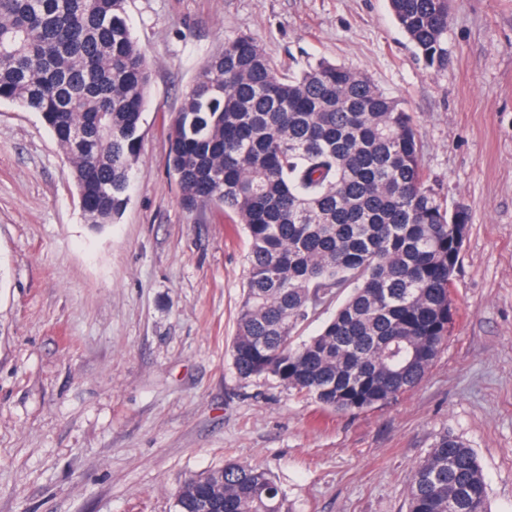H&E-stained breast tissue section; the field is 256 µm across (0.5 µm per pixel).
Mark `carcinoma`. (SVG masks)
I'll use <instances>...</instances> for the list:
<instances>
[{"label": "carcinoma", "instance_id": "1", "mask_svg": "<svg viewBox=\"0 0 512 512\" xmlns=\"http://www.w3.org/2000/svg\"><path fill=\"white\" fill-rule=\"evenodd\" d=\"M126 0H0V101L36 112L68 161L90 224L128 204L150 74ZM418 56L448 64V0H389ZM168 167L187 209L216 207L249 238L230 354L338 412L423 379L453 323L466 208L427 185L414 118L366 75L319 61L275 69L250 35L197 72L171 118ZM349 294L322 330L321 307ZM177 512H283L259 465L189 479ZM408 512H488L475 453L440 437L413 470ZM347 292H344L339 298L328 306L321 308L315 316L309 319L304 325L301 326L298 336L299 340L307 339L310 336H315L321 330L324 323L332 316L336 306L346 297Z\"/></svg>", "mask_w": 512, "mask_h": 512}]
</instances>
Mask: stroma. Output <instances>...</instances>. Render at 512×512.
Listing matches in <instances>:
<instances>
[{"mask_svg":"<svg viewBox=\"0 0 512 512\" xmlns=\"http://www.w3.org/2000/svg\"><path fill=\"white\" fill-rule=\"evenodd\" d=\"M126 16L151 84L114 223H87L40 116L0 102V512H176L230 461L267 468L287 512H407L445 434L475 452L489 512H512V0H450L439 71L388 0H127ZM240 34L279 69L369 76L413 113L441 202L469 212L448 341L390 403L337 412L233 366L249 242L182 207L167 155L195 75Z\"/></svg>","mask_w":512,"mask_h":512,"instance_id":"35a3bbf8","label":"stroma"}]
</instances>
